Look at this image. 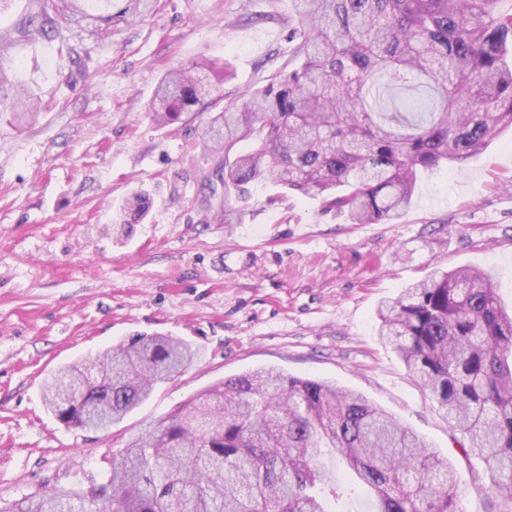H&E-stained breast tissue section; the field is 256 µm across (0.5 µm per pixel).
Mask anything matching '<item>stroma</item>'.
I'll return each instance as SVG.
<instances>
[{"label": "stroma", "mask_w": 512, "mask_h": 512, "mask_svg": "<svg viewBox=\"0 0 512 512\" xmlns=\"http://www.w3.org/2000/svg\"><path fill=\"white\" fill-rule=\"evenodd\" d=\"M112 32H70L77 60L34 38L7 67L52 107L22 131L0 121V500L99 479L112 451L215 382L262 367L361 393L452 462L461 512H489V472L465 458L429 393L377 336L378 308L433 268L493 270L512 307V130L465 165L426 173L390 224H353L318 199L251 186L232 223L206 182L217 160L197 121L160 127L147 105L171 68L228 62L224 102L288 64L294 0H159ZM150 195L120 232L126 198ZM191 344L196 363L159 383L111 433L69 428L46 375L135 333Z\"/></svg>", "instance_id": "1"}]
</instances>
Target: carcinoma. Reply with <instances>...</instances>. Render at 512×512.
<instances>
[{
    "label": "carcinoma",
    "instance_id": "1",
    "mask_svg": "<svg viewBox=\"0 0 512 512\" xmlns=\"http://www.w3.org/2000/svg\"><path fill=\"white\" fill-rule=\"evenodd\" d=\"M288 31L298 64L249 89L201 128L219 158L224 222L250 186L322 198L354 224H389L411 202L421 171L461 165L512 128V10L501 0H295ZM112 31V11L86 0H29L0 30V112L24 126L44 109L4 59L33 37ZM231 76L229 64L192 61L164 75L149 104L158 125L182 122ZM251 141L247 152L238 144ZM144 191L125 208L143 215ZM378 336L491 474L492 512H512V313L490 270L435 271L381 304ZM190 345L136 333L45 383L44 400L68 427L106 429L184 372ZM347 465L374 496L373 512H461L448 461L363 396L276 369L230 376L131 436L87 507L83 488L48 489L0 512H326L344 488L317 460Z\"/></svg>",
    "mask_w": 512,
    "mask_h": 512
}]
</instances>
